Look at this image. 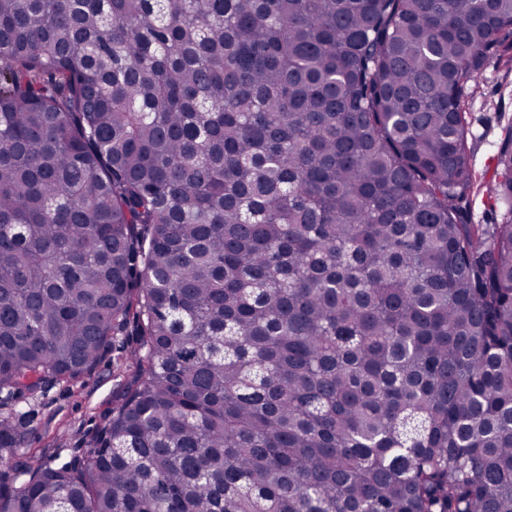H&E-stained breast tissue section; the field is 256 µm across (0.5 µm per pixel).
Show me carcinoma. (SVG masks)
<instances>
[{"mask_svg":"<svg viewBox=\"0 0 512 512\" xmlns=\"http://www.w3.org/2000/svg\"><path fill=\"white\" fill-rule=\"evenodd\" d=\"M512 0H0V393L130 336L0 512H512V221L465 96ZM512 213V133L490 181ZM469 211L473 224H504L508 217L505 206L490 199L485 188L470 198Z\"/></svg>","mask_w":512,"mask_h":512,"instance_id":"carcinoma-1","label":"carcinoma"}]
</instances>
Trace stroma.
<instances>
[{
  "instance_id": "35a3bbf8",
  "label": "stroma",
  "mask_w": 512,
  "mask_h": 512,
  "mask_svg": "<svg viewBox=\"0 0 512 512\" xmlns=\"http://www.w3.org/2000/svg\"><path fill=\"white\" fill-rule=\"evenodd\" d=\"M499 41L498 57L489 61L466 98L469 143L480 176L493 171L499 147L512 129V71L498 61L499 56H512V32H502ZM127 353L120 345L108 347L103 359L79 379L1 404L0 416H13L24 435L18 460L35 465L81 455L99 415L112 406L115 369Z\"/></svg>"
}]
</instances>
